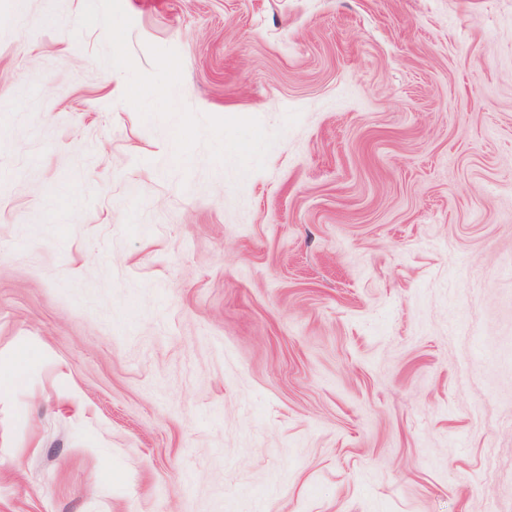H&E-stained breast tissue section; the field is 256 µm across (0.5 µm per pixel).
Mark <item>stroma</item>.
Returning a JSON list of instances; mask_svg holds the SVG:
<instances>
[{
  "label": "stroma",
  "mask_w": 512,
  "mask_h": 512,
  "mask_svg": "<svg viewBox=\"0 0 512 512\" xmlns=\"http://www.w3.org/2000/svg\"><path fill=\"white\" fill-rule=\"evenodd\" d=\"M0 0V512H512V0Z\"/></svg>",
  "instance_id": "stroma-1"
}]
</instances>
